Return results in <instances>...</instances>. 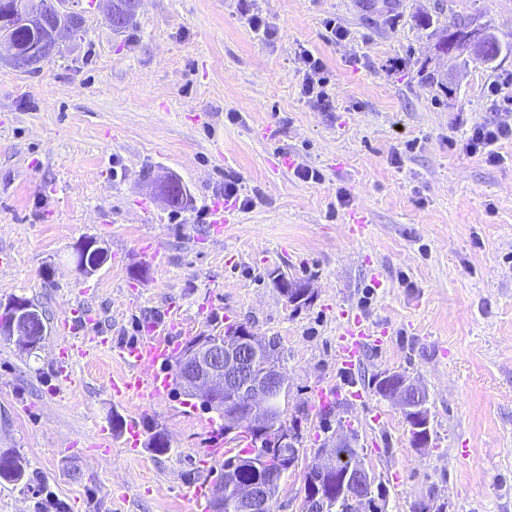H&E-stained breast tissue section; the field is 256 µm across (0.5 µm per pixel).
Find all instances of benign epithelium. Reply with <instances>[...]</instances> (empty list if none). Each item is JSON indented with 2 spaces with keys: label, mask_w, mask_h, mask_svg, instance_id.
Instances as JSON below:
<instances>
[{
  "label": "benign epithelium",
  "mask_w": 512,
  "mask_h": 512,
  "mask_svg": "<svg viewBox=\"0 0 512 512\" xmlns=\"http://www.w3.org/2000/svg\"><path fill=\"white\" fill-rule=\"evenodd\" d=\"M112 28L120 30L136 16L140 0H109ZM76 13L72 0H44L35 13L25 14L13 2L0 8V45L10 52L9 64L18 69L29 68L50 59L59 43L72 35L69 18ZM490 31L470 25L464 32V41L474 54L484 51ZM94 249L100 258L107 257L104 247L94 240L80 245L75 253L76 269L91 275L98 267L80 258ZM12 320L3 330L7 336H16L19 345L30 348L44 336L45 327L35 328L37 314L22 298L12 299L6 307ZM275 347L263 336L255 335L243 325L228 335L199 336L187 343L175 363V372L181 386L191 394H199L208 405L224 415V436L247 424L257 436V448L249 463L260 469L263 462L274 456L283 467L267 474L261 481L247 480L236 465L224 469V478L214 488L212 512H269L275 499L274 492L287 469L293 467L299 455L301 427L299 422L283 420L282 402L288 395L282 369L274 360ZM376 391L395 400L404 415L418 446L427 444L430 437L429 413L426 397L420 387L400 372H384L378 376ZM338 465L322 464L320 478L307 479L304 486L302 512H315L328 498L359 500L360 512H373L371 491L375 474L363 459L357 457L336 477Z\"/></svg>",
  "instance_id": "benign-epithelium-1"
}]
</instances>
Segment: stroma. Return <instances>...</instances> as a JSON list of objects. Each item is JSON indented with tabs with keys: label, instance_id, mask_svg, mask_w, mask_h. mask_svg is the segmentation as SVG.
Returning a JSON list of instances; mask_svg holds the SVG:
<instances>
[{
	"label": "stroma",
	"instance_id": "stroma-1",
	"mask_svg": "<svg viewBox=\"0 0 512 512\" xmlns=\"http://www.w3.org/2000/svg\"><path fill=\"white\" fill-rule=\"evenodd\" d=\"M76 9L81 38L36 69H0V303L28 298L50 328L31 353L0 335V452L34 474L27 487L0 479V512H187L205 475L200 398L113 404L108 381L123 367L107 353L77 360V387L55 394L61 325L79 303L98 317L87 334L116 344L174 304L185 338L231 321L275 339L284 418L303 420L276 512H299L307 467L331 462L350 431L385 512L429 497L446 512H512V140L494 163L462 147L474 123L512 124L487 95L512 53L489 66L450 59L421 24L467 16L510 44L512 0H141L119 31L106 0ZM257 12L275 36L250 29ZM303 48L327 67L329 108L301 92ZM279 154L322 181L273 170ZM231 176L252 205L217 240L207 206ZM166 178L183 184L182 203L161 194ZM146 208L156 223H141ZM355 210L363 229L348 221ZM90 238L108 260L86 277L73 258ZM147 239L164 268L142 257ZM285 280L306 285L304 304L288 302ZM344 310L390 337L349 377L336 364ZM386 371L424 389L427 447L376 393ZM349 379L363 399L315 404L317 385ZM116 415L142 442L119 434L105 455L92 429ZM153 424L168 454L146 448Z\"/></svg>",
	"mask_w": 512,
	"mask_h": 512
}]
</instances>
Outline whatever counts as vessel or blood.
<instances>
[{"label": "vessel or blood", "instance_id": "1", "mask_svg": "<svg viewBox=\"0 0 512 512\" xmlns=\"http://www.w3.org/2000/svg\"><path fill=\"white\" fill-rule=\"evenodd\" d=\"M236 207L226 201L213 202L209 207L210 232L220 237ZM183 329L179 315H171L162 324H149L139 338L132 343L116 346L104 336H81L69 342L62 353L63 362L58 366L61 386L71 388L75 378L67 362L73 356L87 358L100 352H110L120 361L122 374L110 381L109 391L113 398L136 400L148 406L169 394L172 386V367L178 355V337ZM385 334L374 330L363 318L345 315L340 327L336 360L342 370H350L360 361L366 345H384ZM227 450L220 435H212L202 451L201 464L205 468L222 464Z\"/></svg>", "mask_w": 512, "mask_h": 512}]
</instances>
